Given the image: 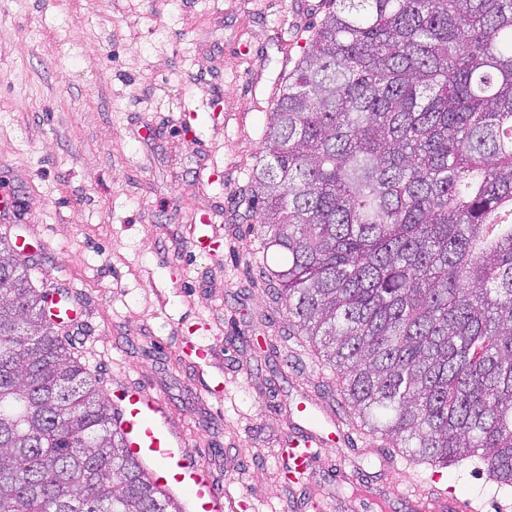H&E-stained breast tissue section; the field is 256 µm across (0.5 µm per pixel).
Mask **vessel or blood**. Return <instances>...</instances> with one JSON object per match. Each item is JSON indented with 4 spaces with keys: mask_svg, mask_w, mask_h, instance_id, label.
I'll return each instance as SVG.
<instances>
[{
    "mask_svg": "<svg viewBox=\"0 0 512 512\" xmlns=\"http://www.w3.org/2000/svg\"><path fill=\"white\" fill-rule=\"evenodd\" d=\"M48 308L60 323H73L75 305L61 299L56 286H48ZM113 410L126 448L141 468L177 506L180 512H233L235 500L219 485L210 470L186 451V434L171 417L167 401L137 382L119 383ZM300 426L285 443V457L292 481L311 476L316 461L328 456L334 444L323 430L311 426L312 410L296 407ZM418 512H475L472 502L442 492L415 495Z\"/></svg>",
    "mask_w": 512,
    "mask_h": 512,
    "instance_id": "b4317fda",
    "label": "vessel or blood"
}]
</instances>
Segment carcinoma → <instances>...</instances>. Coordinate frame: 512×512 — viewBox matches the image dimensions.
<instances>
[{
    "mask_svg": "<svg viewBox=\"0 0 512 512\" xmlns=\"http://www.w3.org/2000/svg\"><path fill=\"white\" fill-rule=\"evenodd\" d=\"M251 209L288 322L363 427L512 488V0H336ZM0 512H177L0 237Z\"/></svg>",
    "mask_w": 512,
    "mask_h": 512,
    "instance_id": "cac0c4a2",
    "label": "carcinoma"
}]
</instances>
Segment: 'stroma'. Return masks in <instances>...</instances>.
<instances>
[{"mask_svg":"<svg viewBox=\"0 0 512 512\" xmlns=\"http://www.w3.org/2000/svg\"><path fill=\"white\" fill-rule=\"evenodd\" d=\"M318 0H0V184L27 212L36 288L64 285L83 325L73 352L104 396L129 376L154 387L187 450L246 512H412L430 485L512 512L487 474L410 465L365 436L336 375L293 333L253 231L251 170L283 78L294 12ZM214 213L213 225L200 217ZM216 234L217 251L196 248ZM207 344L206 360L189 349ZM305 401L346 434L288 487L279 437Z\"/></svg>","mask_w":512,"mask_h":512,"instance_id":"35a3bbf8","label":"stroma"}]
</instances>
